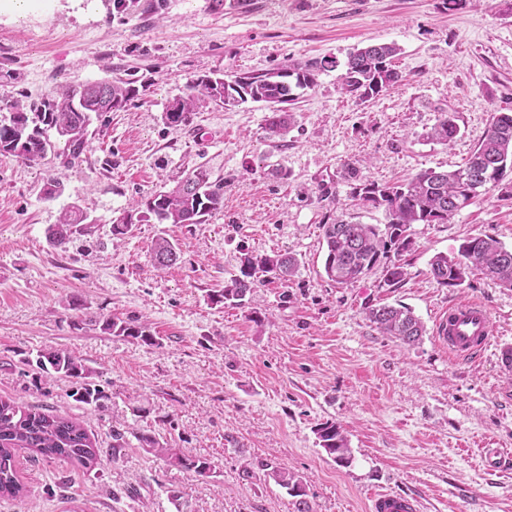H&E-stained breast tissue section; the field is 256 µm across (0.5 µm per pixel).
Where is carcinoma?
Wrapping results in <instances>:
<instances>
[{
  "mask_svg": "<svg viewBox=\"0 0 512 512\" xmlns=\"http://www.w3.org/2000/svg\"><path fill=\"white\" fill-rule=\"evenodd\" d=\"M400 48L394 43H377L348 53L344 63L340 89L355 99L366 102L402 80L393 67ZM339 66L335 59L287 62L263 73L245 72L230 79L213 73L193 80L188 92L174 99L165 112L168 124L178 126L191 113L210 103L232 108L248 101L262 103L269 110L266 130L271 136L287 133L291 113L287 105L297 98V91L317 86L321 72ZM139 95L134 82L102 80L68 87L33 102L25 109L18 104L9 107V116L0 119V155L11 154L36 161L49 154L61 155L66 162L78 160L89 146L92 117L125 108ZM56 131L63 139L57 147L47 132ZM459 134L455 116L449 112L440 117L428 138L449 145ZM512 172V113L492 114L484 136L466 162L454 170L429 168L393 184L357 180L351 184L352 198L364 206L384 208L387 222L358 224L338 219L323 225L326 245L324 272L337 284L353 283L379 263L385 265V282L400 283L405 276L403 253L413 244V224H446L462 209L488 194ZM224 207V178L214 176L205 165L188 171L169 191L154 194L124 212L112 233L124 235L136 223L155 220L159 224H203ZM84 222L83 212L72 207L61 213L58 224L49 234L50 242L62 246L69 242L72 228ZM154 266L164 269L176 263L177 247L169 239L159 237L151 247ZM297 268L292 254L274 256L246 253L241 258L239 274L224 284L217 297L224 302L244 305L253 296L264 274L268 281H287ZM430 274L437 284L457 288L475 274L512 288V249L488 235L466 238L457 254L439 253L430 261ZM368 319L386 336L412 344L425 333V327L411 309L383 305L370 308ZM102 330L114 336L156 344L149 327L130 317L107 319ZM39 364L50 367L57 375L71 379L75 385L72 397L81 403L102 407L103 390L85 382L87 371L72 352L51 349L40 355ZM319 444L336 463L347 465L351 448L341 426L326 422L317 430ZM142 448L166 465L191 471L206 478L216 471L215 462L206 458H190L172 448L165 437L141 435ZM29 450L44 458L64 459L85 469L97 463L96 448L87 429L78 420L53 410L23 406L0 399V497L19 498L25 486L19 479L17 452ZM269 476L296 498V512H310L307 492L302 480L286 469H272Z\"/></svg>",
  "mask_w": 512,
  "mask_h": 512,
  "instance_id": "carcinoma-1",
  "label": "carcinoma"
}]
</instances>
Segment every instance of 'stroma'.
Masks as SVG:
<instances>
[{"instance_id":"35a3bbf8","label":"stroma","mask_w":512,"mask_h":512,"mask_svg":"<svg viewBox=\"0 0 512 512\" xmlns=\"http://www.w3.org/2000/svg\"><path fill=\"white\" fill-rule=\"evenodd\" d=\"M396 43L403 79L367 101L342 93L341 69L300 92L283 138L267 109L211 105L180 126L163 115L191 80L218 71L261 73L284 62L345 59L353 48ZM135 82L139 95L89 128L74 164L0 155V398L86 420L103 453L91 470L21 453L28 495L0 512H295L267 475H299L311 512H370L371 498H418L421 512H512V373L492 355L455 361L435 342L437 314L456 300L485 304L495 346H512V289L481 275L446 288L429 274L439 253L490 235L512 246V196L494 190L445 224H415L406 276L383 266L339 285L324 273L322 227L338 218L382 225L341 177L391 183L453 170L481 140L494 110L512 111V0H31L21 15L0 6V107L30 104L63 86ZM460 133L428 139L439 113ZM206 164L224 178V207L202 224L142 222L116 236L124 210ZM60 195L44 198L47 179ZM73 205L87 215L65 247L48 228ZM178 263L155 268L157 237ZM292 253L295 275L261 285L245 307L215 291L244 253ZM412 309L427 333L414 344L382 335L366 310ZM131 317L158 342L101 331ZM74 352L102 410L73 400L70 379L43 372L40 351ZM341 425L352 450L337 464L320 447L322 423ZM167 437L211 459L201 479L130 440L112 451V425ZM508 458L487 468L483 447Z\"/></svg>"}]
</instances>
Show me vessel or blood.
Masks as SVG:
<instances>
[{
    "mask_svg": "<svg viewBox=\"0 0 512 512\" xmlns=\"http://www.w3.org/2000/svg\"><path fill=\"white\" fill-rule=\"evenodd\" d=\"M494 323L484 306L461 301L443 309L436 322L438 344L457 360H470L490 346ZM371 512H418L415 499L380 492L371 499Z\"/></svg>",
    "mask_w": 512,
    "mask_h": 512,
    "instance_id": "obj_1",
    "label": "vessel or blood"
}]
</instances>
